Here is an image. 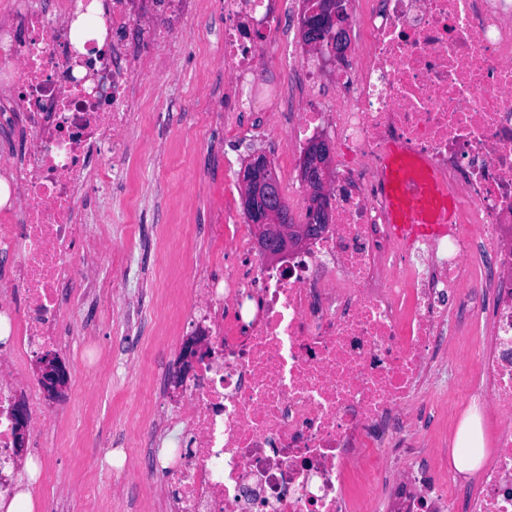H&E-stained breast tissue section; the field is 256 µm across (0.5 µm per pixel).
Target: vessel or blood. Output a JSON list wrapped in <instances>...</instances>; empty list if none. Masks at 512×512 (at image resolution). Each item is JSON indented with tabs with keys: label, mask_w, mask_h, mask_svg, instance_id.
<instances>
[{
	"label": "vessel or blood",
	"mask_w": 512,
	"mask_h": 512,
	"mask_svg": "<svg viewBox=\"0 0 512 512\" xmlns=\"http://www.w3.org/2000/svg\"><path fill=\"white\" fill-rule=\"evenodd\" d=\"M387 186L392 196V229L402 239L436 237L447 231L454 216V199L441 179L426 172L422 191L405 189L399 182L401 151H388Z\"/></svg>",
	"instance_id": "vessel-or-blood-1"
}]
</instances>
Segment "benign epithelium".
<instances>
[{
	"instance_id": "obj_1",
	"label": "benign epithelium",
	"mask_w": 512,
	"mask_h": 512,
	"mask_svg": "<svg viewBox=\"0 0 512 512\" xmlns=\"http://www.w3.org/2000/svg\"><path fill=\"white\" fill-rule=\"evenodd\" d=\"M348 13L342 0H332L323 7L308 0L304 4L302 20V38L306 45L315 50L326 49L329 58L338 59L342 54V35L347 28ZM330 145L323 140L312 143L305 154L300 168V178L308 189L310 196L317 199L312 213L302 224L295 222L284 201L279 182L267 159L261 155L254 156L244 167L241 175L242 208L248 223L256 233L259 244L269 257L302 251L306 244L321 230L329 210L322 201L328 180ZM205 340L193 337L183 346L182 356L185 362H192L200 355ZM35 371L44 388L55 395L66 387L68 373L61 360L54 354L46 352L37 361ZM27 428V415L23 409L14 412L15 452L24 447Z\"/></svg>"
}]
</instances>
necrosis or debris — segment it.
<instances>
[{
	"instance_id": "4bbe7bcc",
	"label": "necrosis or debris",
	"mask_w": 512,
	"mask_h": 512,
	"mask_svg": "<svg viewBox=\"0 0 512 512\" xmlns=\"http://www.w3.org/2000/svg\"><path fill=\"white\" fill-rule=\"evenodd\" d=\"M0 27V112L24 120L10 157L13 203L0 212V466L13 446L9 411L46 419L28 351L56 345L68 319L108 299L102 255L131 253L94 231L106 165L130 166L134 133L163 127L138 70H164L194 32L224 65L222 103L205 123L244 134L277 125L287 153L327 137L338 152L330 219L306 250L271 267L242 219L212 237L248 265L193 272L188 317L209 352L129 438L145 451L139 512H364L401 486L390 512H512V0H353V57L323 84L257 79L273 0H224V36L195 29L202 0H7ZM325 86L327 99H296ZM425 161L453 192L446 233L395 237L382 182L390 147ZM478 352L462 393L493 409L491 461L459 491L448 451L422 450L417 423L448 393V344ZM173 434L161 447L158 434ZM410 458L400 470L393 459Z\"/></svg>"
}]
</instances>
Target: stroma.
<instances>
[{"label": "stroma", "mask_w": 512, "mask_h": 512, "mask_svg": "<svg viewBox=\"0 0 512 512\" xmlns=\"http://www.w3.org/2000/svg\"><path fill=\"white\" fill-rule=\"evenodd\" d=\"M185 41L184 53L170 72L139 74L159 88L153 107L165 116V139L144 130L139 148L149 162L129 169L125 192L105 196L104 206L117 227L125 222L129 197L143 196L146 204L137 218L143 230L134 242L129 282L112 303H94L84 311L100 329V368L93 374L84 370L80 332L65 337L55 350L69 371L67 391L74 407L54 414L43 430L47 479L75 498L86 483L103 481L98 512H134L138 490L133 477L113 473L111 449L85 448L81 439L91 432L119 445L140 420V404L176 358L165 344L167 337L193 334L182 315L193 261L207 254L220 268L241 263L239 255L204 233V225L226 209L241 210L240 170L251 154L267 153L270 144L285 138L276 127L267 138L244 143L234 129L220 124L211 128L208 147L199 148L196 105L223 87L224 70L205 57L193 34H186Z\"/></svg>", "instance_id": "35a3bbf8"}]
</instances>
